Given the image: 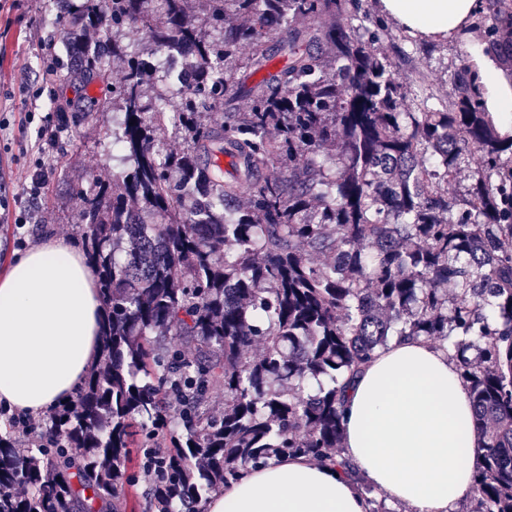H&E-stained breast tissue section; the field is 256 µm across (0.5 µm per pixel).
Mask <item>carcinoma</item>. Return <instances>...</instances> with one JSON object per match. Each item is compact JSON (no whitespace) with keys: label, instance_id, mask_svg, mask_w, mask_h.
<instances>
[{"label":"carcinoma","instance_id":"1","mask_svg":"<svg viewBox=\"0 0 512 512\" xmlns=\"http://www.w3.org/2000/svg\"><path fill=\"white\" fill-rule=\"evenodd\" d=\"M68 2L58 36L110 28L125 65L112 107L128 166L75 189L103 358L42 430L7 418L0 512H119L135 443L162 480L144 512H205L217 487L272 457L342 466L332 449L346 388L396 336L451 340L483 453L472 512H512V136L476 75L457 72L441 108L398 111L410 83L364 38L361 0H209L199 20L191 0ZM320 15L332 24L302 26ZM136 19L156 49L195 47L185 69L200 81L175 101L148 94L164 78L124 40ZM243 41L255 46L245 70L261 75L249 85L225 67ZM107 79L90 52L75 70L82 87ZM234 97L250 110L211 125L206 113ZM164 121L183 153L160 147ZM465 165L476 177L457 193ZM14 429L34 444L25 455Z\"/></svg>","mask_w":512,"mask_h":512}]
</instances>
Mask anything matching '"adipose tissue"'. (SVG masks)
Here are the masks:
<instances>
[{
	"mask_svg": "<svg viewBox=\"0 0 512 512\" xmlns=\"http://www.w3.org/2000/svg\"><path fill=\"white\" fill-rule=\"evenodd\" d=\"M478 0H379L424 36L450 39ZM97 277L63 239L19 255L0 275V406L32 417L72 398L102 353ZM349 468L303 455L273 458L215 491L206 512H367L365 480L410 512H460L483 464L466 382L421 337H397L362 366L344 398Z\"/></svg>",
	"mask_w": 512,
	"mask_h": 512,
	"instance_id": "adipose-tissue-1",
	"label": "adipose tissue"
}]
</instances>
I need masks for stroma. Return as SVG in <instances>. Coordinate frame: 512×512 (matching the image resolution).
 <instances>
[{
  "mask_svg": "<svg viewBox=\"0 0 512 512\" xmlns=\"http://www.w3.org/2000/svg\"><path fill=\"white\" fill-rule=\"evenodd\" d=\"M49 0H0V274L15 253L48 238L78 244L82 224L73 198L76 184L95 177L111 181L125 168L124 154L112 136L123 120L112 108L111 86L124 77L122 63L108 62V85L92 84L88 91L74 85L68 72L46 74L54 58L71 60L65 41L54 33ZM490 10L479 11L454 39L419 37L393 19L373 43L378 53L405 60L404 73L413 92L400 100L402 112L421 104L437 108L448 100V81L471 66L472 47H481L512 77V33L501 31L498 41L488 35ZM70 101L86 112L81 124L62 132L54 143L39 138L40 127L56 122L57 101ZM43 167L45 183L31 196V177Z\"/></svg>",
  "mask_w": 512,
  "mask_h": 512,
  "instance_id": "1",
  "label": "stroma"
}]
</instances>
